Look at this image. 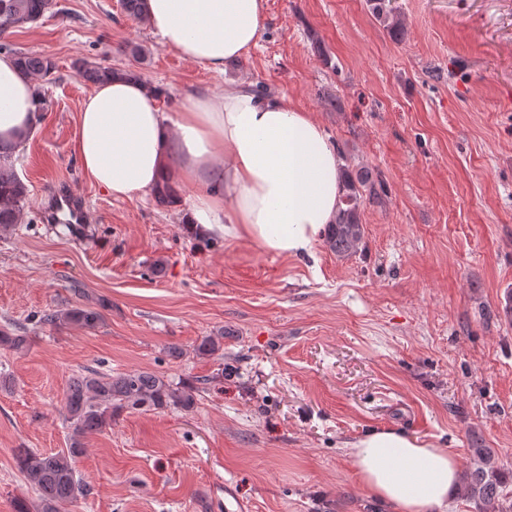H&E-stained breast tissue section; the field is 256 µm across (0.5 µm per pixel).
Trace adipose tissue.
I'll use <instances>...</instances> for the list:
<instances>
[{
	"label": "adipose tissue",
	"instance_id": "1",
	"mask_svg": "<svg viewBox=\"0 0 512 512\" xmlns=\"http://www.w3.org/2000/svg\"><path fill=\"white\" fill-rule=\"evenodd\" d=\"M265 0H143L144 25L165 48L216 72L256 46ZM33 78L0 54V143L39 127ZM324 126L285 98L239 82L161 109L143 81L121 76L81 104L72 149L90 181L131 199L161 182L196 187L182 213L198 237L247 239L284 257H311L333 223L343 173ZM351 466L385 512H448L459 482L449 449L375 431L351 443Z\"/></svg>",
	"mask_w": 512,
	"mask_h": 512
}]
</instances>
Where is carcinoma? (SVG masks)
<instances>
[{
  "mask_svg": "<svg viewBox=\"0 0 512 512\" xmlns=\"http://www.w3.org/2000/svg\"><path fill=\"white\" fill-rule=\"evenodd\" d=\"M53 0H0V33L38 23L51 11ZM373 17L395 38L404 34V22L394 0H367ZM15 55L21 70L39 80L35 90L45 101V87L53 82L54 61L46 56L18 50L0 43V51ZM82 78L91 84L111 80L121 71L82 58L76 62ZM12 149L0 146V228L7 229L21 219L28 188L11 161ZM384 182L381 174L365 166L345 170L340 206L334 223L328 225L326 243L340 257L355 254L365 230L361 207L366 200L381 199ZM50 326L77 325L96 328L104 321L101 311L86 305L53 310L42 316ZM199 388L181 381L175 383L152 372L134 370L116 375L86 370L70 380L63 413L72 429L69 448L43 453L31 448L17 450L19 470L38 491L36 512H66V505L92 494L91 487L77 475L75 462L85 452V438L112 426L122 412L178 407L190 411L196 404ZM506 474L491 465H483L463 474L460 492L479 505V512H512V495L506 491Z\"/></svg>",
  "mask_w": 512,
  "mask_h": 512,
  "instance_id": "cac0c4a2",
  "label": "carcinoma"
}]
</instances>
